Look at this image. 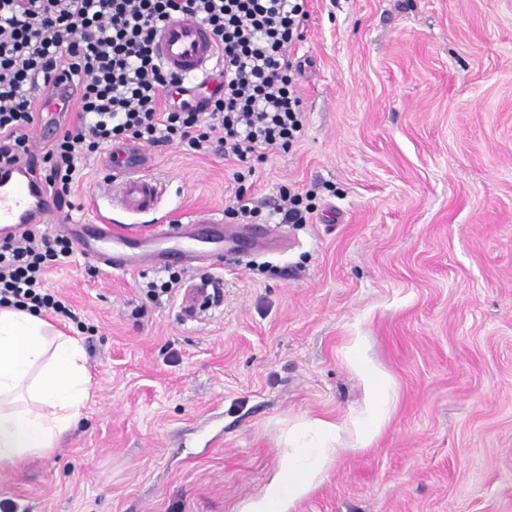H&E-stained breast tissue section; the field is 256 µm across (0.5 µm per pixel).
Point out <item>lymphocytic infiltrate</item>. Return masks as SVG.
<instances>
[{"label":"lymphocytic infiltrate","instance_id":"1","mask_svg":"<svg viewBox=\"0 0 512 512\" xmlns=\"http://www.w3.org/2000/svg\"><path fill=\"white\" fill-rule=\"evenodd\" d=\"M191 17L220 46L216 88L191 97L160 62L156 30ZM306 0H0V168L20 164L47 105L73 113L44 155L38 180L74 210L84 162L113 141L177 145L246 161L287 149L304 129L289 53L303 39ZM75 245L33 229L0 237V308L74 319L45 286Z\"/></svg>","mask_w":512,"mask_h":512}]
</instances>
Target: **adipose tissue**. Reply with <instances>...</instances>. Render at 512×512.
Returning <instances> with one entry per match:
<instances>
[{
    "label": "adipose tissue",
    "instance_id": "1",
    "mask_svg": "<svg viewBox=\"0 0 512 512\" xmlns=\"http://www.w3.org/2000/svg\"><path fill=\"white\" fill-rule=\"evenodd\" d=\"M77 339L41 316L0 309V466L54 451L90 396V377ZM353 366L367 397L354 424L358 443L370 442L388 417L390 381L363 357ZM345 427L315 418L288 438L289 450L264 495L245 512H289L320 479Z\"/></svg>",
    "mask_w": 512,
    "mask_h": 512
}]
</instances>
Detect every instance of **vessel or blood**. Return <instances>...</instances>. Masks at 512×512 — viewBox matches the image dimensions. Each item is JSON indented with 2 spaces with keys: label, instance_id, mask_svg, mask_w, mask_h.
<instances>
[{
  "label": "vessel or blood",
  "instance_id": "b4317fda",
  "mask_svg": "<svg viewBox=\"0 0 512 512\" xmlns=\"http://www.w3.org/2000/svg\"><path fill=\"white\" fill-rule=\"evenodd\" d=\"M156 48L164 65L189 82H210L216 43L206 27L188 18L170 19L157 31ZM154 165L153 155L140 143L113 149L108 174L91 196L95 216L77 224L61 215L41 183L24 169L2 173L0 232L56 225L74 239L85 261L113 271L222 265L225 252L241 246L240 240L225 236L222 214L196 213L175 224L161 220L145 235L113 220L116 211L140 216L158 210L165 187L154 176Z\"/></svg>",
  "mask_w": 512,
  "mask_h": 512
}]
</instances>
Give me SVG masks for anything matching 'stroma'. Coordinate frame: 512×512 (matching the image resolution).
<instances>
[{"mask_svg": "<svg viewBox=\"0 0 512 512\" xmlns=\"http://www.w3.org/2000/svg\"><path fill=\"white\" fill-rule=\"evenodd\" d=\"M302 138L239 162L154 149L175 220L263 226L281 186L307 195L280 248L181 270L52 269L73 306L91 397L55 451L0 467L21 512H243L279 471L289 428L350 423L352 366L393 401L366 447L344 436L290 512H512V0H307ZM244 172L236 180L235 172ZM223 300L196 320L186 285ZM95 329L82 334L78 323Z\"/></svg>", "mask_w": 512, "mask_h": 512, "instance_id": "35a3bbf8", "label": "stroma"}]
</instances>
